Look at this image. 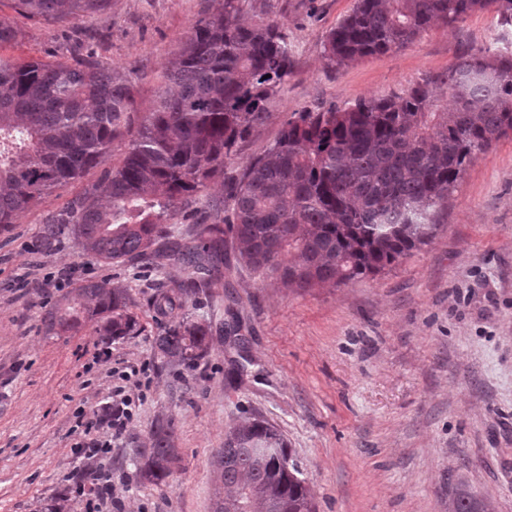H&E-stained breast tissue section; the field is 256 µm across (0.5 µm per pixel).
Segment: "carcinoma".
I'll list each match as a JSON object with an SVG mask.
<instances>
[{"instance_id": "1", "label": "carcinoma", "mask_w": 512, "mask_h": 512, "mask_svg": "<svg viewBox=\"0 0 512 512\" xmlns=\"http://www.w3.org/2000/svg\"><path fill=\"white\" fill-rule=\"evenodd\" d=\"M111 0H18L31 18L77 21ZM497 6L512 23V0H357L324 44L332 66L414 43L432 25L453 27ZM241 0H224L198 20L159 75L162 91L104 173L42 225L39 248L66 238L106 264H151L162 253L188 277L153 300L170 318L154 345L170 366L195 365L210 329L183 312L224 265V233L238 260L282 272L302 288L346 284L391 267L433 237L475 156L512 133V47L461 57L398 97L371 96L342 108L292 113L275 141L224 186L230 220L201 221L185 237L171 221L184 201L224 178V163L269 119L290 78L292 47L275 22H239ZM19 32L0 18V49ZM135 111L125 72L92 56L72 62L0 55V230L54 189L102 165ZM91 326L105 342L137 331L127 290L85 279L62 294L45 331L64 336ZM138 451L147 482L166 483L176 460L172 424L158 421ZM214 467L224 495L216 512H316L311 489L283 434L250 417L230 428ZM449 512H490L465 482Z\"/></svg>"}]
</instances>
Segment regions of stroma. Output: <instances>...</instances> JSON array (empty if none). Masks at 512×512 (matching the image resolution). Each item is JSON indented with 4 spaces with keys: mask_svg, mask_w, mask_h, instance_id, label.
<instances>
[{
    "mask_svg": "<svg viewBox=\"0 0 512 512\" xmlns=\"http://www.w3.org/2000/svg\"><path fill=\"white\" fill-rule=\"evenodd\" d=\"M356 0H243L249 20L277 22L293 47L292 75L270 119L224 166L238 175L301 109L343 108L396 97L459 57L512 42L495 8L451 28L434 26L412 45L329 66V31ZM223 0H112L79 21L48 23L0 0L20 32L8 57L67 61L92 55L135 83L138 113L152 109L158 76L199 19ZM55 189L0 232V512H44L74 494L86 474L75 445L84 421L109 402L111 371L134 372L143 398L136 420L112 443V486L125 512H214L222 490L212 466L227 430L259 416L284 435L315 493L317 512H448L457 480L512 512V135L469 166L431 241L395 266L346 285H289L238 262L224 244L221 277L185 311L209 325V351L191 368L163 364L154 337L166 319L159 289L185 278L169 261L154 268L108 265L71 240L45 253L41 227L119 166ZM69 282L109 279L128 290L135 335L112 341V361L92 328L50 336L44 317ZM173 423L178 459L164 486L133 462L152 424Z\"/></svg>",
    "mask_w": 512,
    "mask_h": 512,
    "instance_id": "stroma-1",
    "label": "stroma"
}]
</instances>
